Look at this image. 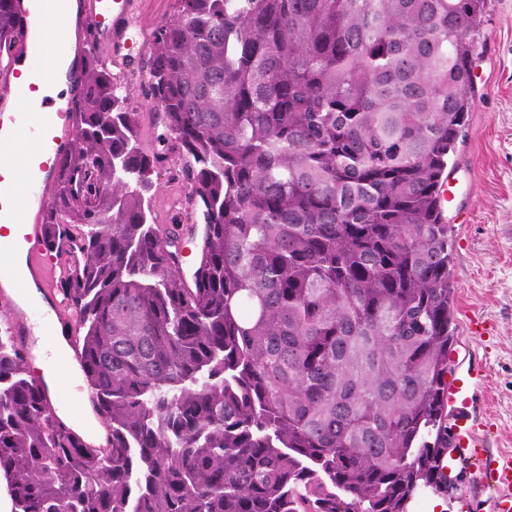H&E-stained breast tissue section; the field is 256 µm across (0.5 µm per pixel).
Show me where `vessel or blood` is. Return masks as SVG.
I'll list each match as a JSON object with an SVG mask.
<instances>
[{
    "label": "vessel or blood",
    "instance_id": "obj_1",
    "mask_svg": "<svg viewBox=\"0 0 512 512\" xmlns=\"http://www.w3.org/2000/svg\"><path fill=\"white\" fill-rule=\"evenodd\" d=\"M16 2L21 27L28 31L35 25L39 33L26 34L13 54L14 86L23 106L0 108V329L28 354L33 351L29 337H40L62 382L57 397L78 406L83 388L70 382L79 360L77 346L53 349L68 332L71 312L55 304L56 277L30 248L40 236V216L57 164L74 139L70 99L52 92L53 85L76 78L63 69L67 33L62 26L43 23L51 14L64 17L67 0ZM140 7V0H86L85 23L98 44L123 59L142 39ZM485 377L484 367L471 363L457 367L448 380L445 402L453 450L442 457L441 470L454 471L459 460H467L472 483L492 492L491 512H512V453L491 449L487 421L474 404L475 388Z\"/></svg>",
    "mask_w": 512,
    "mask_h": 512
}]
</instances>
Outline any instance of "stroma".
Segmentation results:
<instances>
[{"mask_svg":"<svg viewBox=\"0 0 512 512\" xmlns=\"http://www.w3.org/2000/svg\"><path fill=\"white\" fill-rule=\"evenodd\" d=\"M135 59L101 57L129 97L137 114L141 143L146 151L164 150L162 132L148 90L146 65L149 46L136 49ZM473 107L451 176L461 186L460 207L467 223L451 222V274L455 288V339L452 352L470 354L486 365L488 376L476 393L480 411L494 426L490 445L512 451V0H488L483 39L472 63ZM148 193L157 223H194L191 211L176 200L182 183L163 169L150 174ZM482 316L490 335H471L469 315ZM472 499L474 512H489V495L461 476L448 494L426 491L410 512H457L462 498Z\"/></svg>","mask_w":512,"mask_h":512,"instance_id":"obj_1","label":"stroma"}]
</instances>
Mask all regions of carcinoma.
I'll return each mask as SVG.
<instances>
[{
    "instance_id": "carcinoma-1",
    "label": "carcinoma",
    "mask_w": 512,
    "mask_h": 512,
    "mask_svg": "<svg viewBox=\"0 0 512 512\" xmlns=\"http://www.w3.org/2000/svg\"><path fill=\"white\" fill-rule=\"evenodd\" d=\"M0 0V61L19 36ZM148 86L206 235L183 286L145 195L167 154L94 52L41 215L109 447L0 330L11 512H409L454 340L448 164L488 0H174Z\"/></svg>"
}]
</instances>
